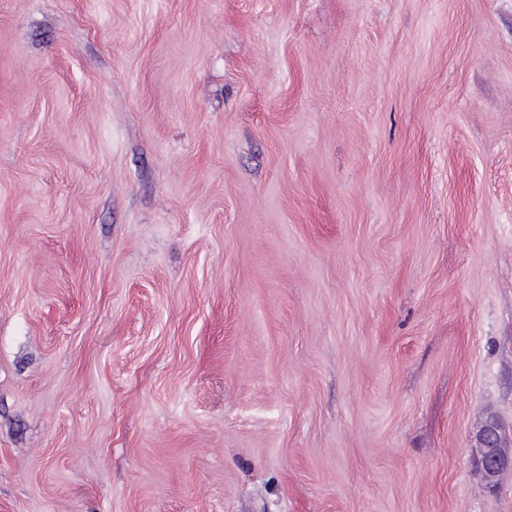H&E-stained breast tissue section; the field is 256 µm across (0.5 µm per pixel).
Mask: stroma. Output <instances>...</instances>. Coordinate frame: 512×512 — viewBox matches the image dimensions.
I'll use <instances>...</instances> for the list:
<instances>
[{
    "label": "stroma",
    "instance_id": "stroma-1",
    "mask_svg": "<svg viewBox=\"0 0 512 512\" xmlns=\"http://www.w3.org/2000/svg\"><path fill=\"white\" fill-rule=\"evenodd\" d=\"M512 0H0V512H512ZM475 466L485 486L493 490L499 477L512 471V453L507 448V437L501 421L488 415L475 435Z\"/></svg>",
    "mask_w": 512,
    "mask_h": 512
}]
</instances>
